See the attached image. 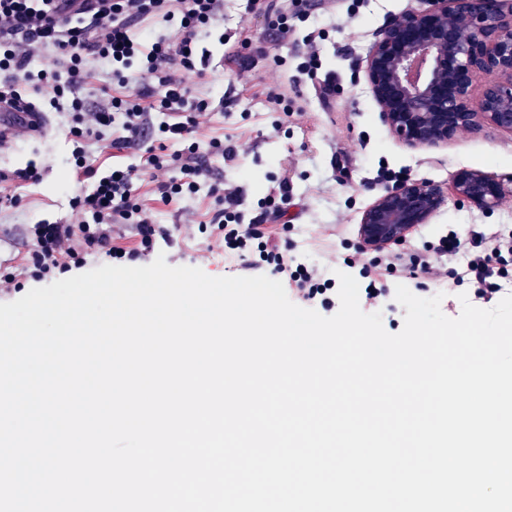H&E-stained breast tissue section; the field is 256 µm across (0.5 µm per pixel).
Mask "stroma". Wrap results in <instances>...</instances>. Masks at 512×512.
Listing matches in <instances>:
<instances>
[{
  "mask_svg": "<svg viewBox=\"0 0 512 512\" xmlns=\"http://www.w3.org/2000/svg\"><path fill=\"white\" fill-rule=\"evenodd\" d=\"M417 0H297L293 34L287 41L271 37L272 15L252 11L247 0H224V15L215 26L216 37L203 45L208 53L203 93L208 107L200 118L206 137L236 146L227 162L209 158L207 165L237 189L246 215L272 189L275 177L290 184L288 223L276 225L278 235L292 246L298 262L326 273L345 270V258L359 242L361 215L384 185L375 180L380 168L399 172L402 179H427L440 184L448 196L429 223L410 232L400 248L420 250L424 245L456 232L466 237L479 231L492 236L512 231V193L496 207L484 210L456 200L450 189L458 169L471 168L501 180L512 179V134L484 126L459 134L447 144L429 149L402 145L384 122L369 91L365 67L381 30L395 16L415 7ZM324 31L318 44L321 67L308 74L302 63L310 32ZM223 65H216V57ZM255 64L241 69L242 60ZM284 59L275 70V59ZM142 80L129 71L127 83L113 80L101 68H90L78 89L87 109L139 88ZM280 87L292 114L281 118L267 99L269 87ZM36 107L51 119L48 134L16 133L0 150V172L10 173L36 163V182H7L17 195L14 206L0 209V269L15 271L28 256L32 225L70 219V198L87 189L74 170L67 138L70 114L51 110L47 99L34 97ZM138 193L158 223L174 227L175 243L164 248L169 265L202 269L213 277L239 276L243 261L228 257L214 239L199 233L198 222L208 220L214 207L206 193L163 201L150 176L137 183ZM410 291L420 297L442 294V312L451 318L461 312L459 294L468 284L456 283L452 267L438 279H409Z\"/></svg>",
  "mask_w": 512,
  "mask_h": 512,
  "instance_id": "obj_1",
  "label": "stroma"
}]
</instances>
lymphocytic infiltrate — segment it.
Masks as SVG:
<instances>
[{"label": "lymphocytic infiltrate", "mask_w": 512, "mask_h": 512, "mask_svg": "<svg viewBox=\"0 0 512 512\" xmlns=\"http://www.w3.org/2000/svg\"><path fill=\"white\" fill-rule=\"evenodd\" d=\"M223 9V0H0V102L17 98L24 85L48 96L52 108L68 109L75 122L69 130L75 167L90 182L89 192L69 202L77 222L33 225L35 247L21 274L9 273L1 280L10 284L21 275L41 281L67 273L84 264L91 248L124 262L171 244L170 229L157 223L137 197L135 181L145 173L159 177L157 189L165 201L206 191L215 203L209 225L225 252L247 258V270L282 276L310 306L333 307L331 280L305 266L289 265L287 246L271 231V222L287 211V179H280L259 202L270 211L266 224L247 218L238 208L236 192L210 178L202 160L208 154L230 161L236 153L221 139L201 140L198 118L207 103L186 81L197 74V48L211 36ZM158 15L177 21L176 39L145 47L132 30ZM45 52L56 53V69L31 70L33 58ZM93 62L109 66L121 82L127 71L139 70L155 78L158 87L140 88L113 98L109 107L87 111L77 89ZM115 123L122 133L112 139L111 148L138 150L140 163L103 171L89 163L87 147ZM127 230L139 239L131 251L112 244L114 235ZM434 254L457 261L456 276L471 283L476 304L489 303L503 287L512 286V236L461 238L451 232L439 238ZM362 271L373 282L397 273L412 278L442 274L429 255L385 250Z\"/></svg>", "instance_id": "1"}]
</instances>
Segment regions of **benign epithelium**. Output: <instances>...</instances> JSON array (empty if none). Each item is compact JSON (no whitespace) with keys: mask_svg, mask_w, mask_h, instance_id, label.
<instances>
[{"mask_svg":"<svg viewBox=\"0 0 512 512\" xmlns=\"http://www.w3.org/2000/svg\"><path fill=\"white\" fill-rule=\"evenodd\" d=\"M366 80L385 123L409 148H433L489 124L512 133V0H421L393 18L372 47ZM458 198L491 208L505 184L457 171ZM445 196L428 180H406L363 212L358 237L378 249L427 224Z\"/></svg>","mask_w":512,"mask_h":512,"instance_id":"obj_1","label":"benign epithelium"}]
</instances>
